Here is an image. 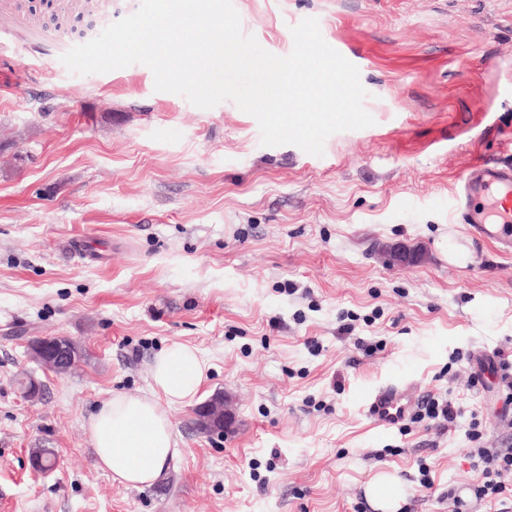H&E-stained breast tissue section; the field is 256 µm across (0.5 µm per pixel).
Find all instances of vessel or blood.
I'll return each mask as SVG.
<instances>
[{
  "label": "vessel or blood",
  "instance_id": "vessel-or-blood-1",
  "mask_svg": "<svg viewBox=\"0 0 512 512\" xmlns=\"http://www.w3.org/2000/svg\"><path fill=\"white\" fill-rule=\"evenodd\" d=\"M460 223L474 225L480 237L512 243V161L483 158L462 176L453 194ZM373 421L388 428L405 419L411 397L405 386L394 385L366 398Z\"/></svg>",
  "mask_w": 512,
  "mask_h": 512
}]
</instances>
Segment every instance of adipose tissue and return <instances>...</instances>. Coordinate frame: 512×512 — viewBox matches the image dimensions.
I'll return each mask as SVG.
<instances>
[{
  "label": "adipose tissue",
  "mask_w": 512,
  "mask_h": 512,
  "mask_svg": "<svg viewBox=\"0 0 512 512\" xmlns=\"http://www.w3.org/2000/svg\"><path fill=\"white\" fill-rule=\"evenodd\" d=\"M207 372L189 345L174 342L160 352L152 362L151 394L113 395L91 416L88 429L98 467L128 486L157 482L179 453L165 407L192 402Z\"/></svg>",
  "instance_id": "ef3b65f1"
}]
</instances>
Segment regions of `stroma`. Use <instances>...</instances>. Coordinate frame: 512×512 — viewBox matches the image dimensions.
<instances>
[{
	"label": "stroma",
	"instance_id": "1",
	"mask_svg": "<svg viewBox=\"0 0 512 512\" xmlns=\"http://www.w3.org/2000/svg\"><path fill=\"white\" fill-rule=\"evenodd\" d=\"M140 3L0 0L28 23L0 72V142L25 134L0 152V512H375L382 470L399 512H501L475 499L469 451L512 447V391L479 365L512 361V252L451 201L473 161L512 152V0H233L267 51L290 54L314 17L358 68L375 123L320 156L262 145L232 101L155 91L145 65L68 71L61 54ZM56 336L81 349L61 375L27 354ZM175 341L209 366L167 409L180 453L155 484L120 485L88 421L148 393ZM404 382L456 422L377 426L365 397ZM217 394L233 429L206 434L194 411ZM38 445L53 472L31 470ZM366 494L381 512H396L402 498L395 476L388 472L376 474L366 488Z\"/></svg>",
	"mask_w": 512,
	"mask_h": 512
}]
</instances>
